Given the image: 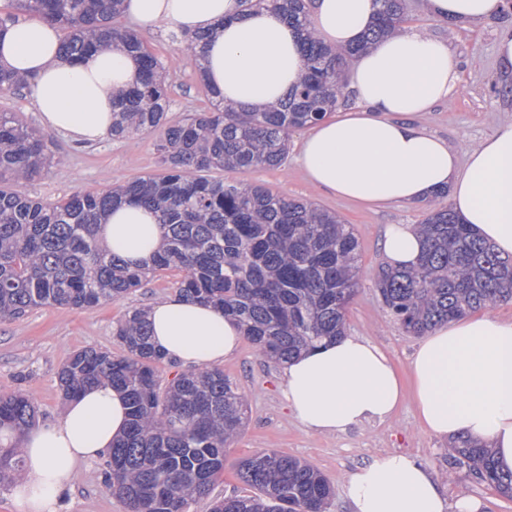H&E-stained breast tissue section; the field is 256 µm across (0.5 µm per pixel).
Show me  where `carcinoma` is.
I'll use <instances>...</instances> for the list:
<instances>
[{
    "label": "carcinoma",
    "instance_id": "1",
    "mask_svg": "<svg viewBox=\"0 0 512 512\" xmlns=\"http://www.w3.org/2000/svg\"><path fill=\"white\" fill-rule=\"evenodd\" d=\"M63 32L61 52L73 61L117 46L139 66L135 85L112 100L114 140L158 134L162 172L99 190L78 189L36 200L25 182L53 165L51 138L0 112V321L47 305L83 309L117 301L150 275L175 272L178 295L212 305L238 322L258 355L282 364L344 330L356 292L359 242L338 215L274 194L262 185L208 177L212 170L275 169L288 158L291 133L324 120L344 98L345 72L357 48L332 50L311 29L309 0H243L245 9L276 12L305 32V73L277 105L239 111L204 86L210 107L169 117L163 64L145 37L121 23L120 0H10ZM364 45L409 21L406 0H377ZM26 85L0 66V92ZM155 212L162 244L151 265L132 267L104 249L98 228L121 202ZM426 249L409 269L382 267L376 283L387 312L411 336L500 302H512V257L475 237L439 201L418 225ZM122 353L85 348L58 373L66 398L107 381L122 389L129 426L109 451L106 486L128 512H190L224 474L227 445L245 414L238 386L219 368L179 375L161 387V357L146 312L135 310L113 332ZM22 391L0 394V480L20 468L21 440L37 419ZM455 460L512 498V471L488 448L465 437ZM255 490L215 502L212 512H325L333 494L324 475L288 455L262 450L238 463Z\"/></svg>",
    "mask_w": 512,
    "mask_h": 512
}]
</instances>
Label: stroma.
<instances>
[{
  "instance_id": "obj_1",
  "label": "stroma",
  "mask_w": 512,
  "mask_h": 512,
  "mask_svg": "<svg viewBox=\"0 0 512 512\" xmlns=\"http://www.w3.org/2000/svg\"><path fill=\"white\" fill-rule=\"evenodd\" d=\"M426 0H408L411 26L449 41L458 62V90L447 101L435 105L422 120L430 133L450 144L472 147L503 122L512 121V96L501 94L495 43L501 28L512 23V8L477 25L449 28L431 17ZM151 51L167 71L169 115L179 120L187 113L204 109L207 100L198 73L181 45L163 28L146 29ZM303 131L288 140V158L273 170L232 172L240 182L261 184L273 192L312 201L337 213L351 224L360 245L356 294L346 313V329L362 336L389 354L401 373H408L419 342L408 335L382 307L376 276L383 265L378 246L389 224H419L428 205L393 204L371 208L350 203L313 187L298 162ZM58 165L45 175L28 181L30 196L55 200L78 189H102L116 182L134 180L161 172L155 138L142 135L131 140L105 138L80 146L55 136ZM174 274L150 277L141 288L124 298L88 309L43 306L20 318L0 322V393L20 390L29 393L39 407V422L59 416L64 399L58 373L76 351L93 347L119 353L113 334L116 323L135 309L150 307L176 292ZM225 375L245 396L247 420L230 443L224 457V473L212 498L194 502L190 512H211L213 497L244 495L248 486L236 475L239 460L267 449L305 461L330 481L334 495L327 512H350L344 485L357 465L400 452L418 457L446 488L449 502L468 497L482 502L481 512H512V499L494 487L479 482L468 467L454 464L448 443L421 430L413 401H405L388 419L367 423L345 432L318 434L308 431L287 409L279 391L280 365L259 356L249 342L222 365ZM105 462L83 467L74 480L68 512H127L122 501L105 484Z\"/></svg>"
}]
</instances>
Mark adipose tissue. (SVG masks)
I'll return each mask as SVG.
<instances>
[{"instance_id": "1", "label": "adipose tissue", "mask_w": 512, "mask_h": 512, "mask_svg": "<svg viewBox=\"0 0 512 512\" xmlns=\"http://www.w3.org/2000/svg\"><path fill=\"white\" fill-rule=\"evenodd\" d=\"M427 8L441 21L478 24L500 12L501 0H428ZM377 9L376 0H312L313 28L329 45L357 47ZM123 10L147 28L204 35L205 79L234 108L275 105L303 74L302 32L271 11H244L240 0H124ZM59 44L57 29L45 21L10 24L0 33V63L27 80L45 129L76 143L101 141L112 128V98L135 81L137 66L113 47L72 64ZM457 79L445 41L416 28L396 30L355 55L349 88L357 108L312 126L299 162L315 187L360 204H411L447 190L461 222L501 256H512V122L466 149L421 124ZM98 237L138 266L159 249L162 231L153 211L123 203ZM380 246L386 264L410 268L425 241L414 225L391 224ZM148 319L155 349L186 367L224 361L243 338L221 311L177 296L152 304ZM411 374L413 386L404 389L383 350L346 333L288 361L283 395L307 429L330 434L387 419L409 394L424 432L487 444L499 466L512 471V322L484 313L440 325L417 345ZM128 423L125 394L100 383L27 432L24 475L10 490L19 512H65L81 467L106 457ZM345 493L352 512L481 508L467 498L449 504L430 469L404 453L358 467Z\"/></svg>"}]
</instances>
